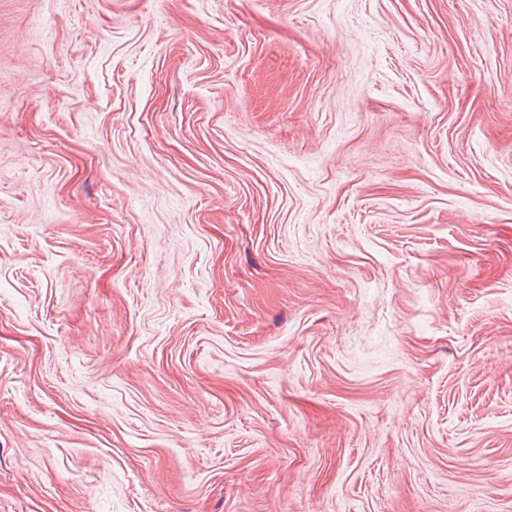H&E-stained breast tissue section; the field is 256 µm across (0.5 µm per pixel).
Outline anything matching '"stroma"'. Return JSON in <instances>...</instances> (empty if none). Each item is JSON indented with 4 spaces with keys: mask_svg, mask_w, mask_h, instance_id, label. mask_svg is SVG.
<instances>
[{
    "mask_svg": "<svg viewBox=\"0 0 512 512\" xmlns=\"http://www.w3.org/2000/svg\"><path fill=\"white\" fill-rule=\"evenodd\" d=\"M0 512H512V0H0Z\"/></svg>",
    "mask_w": 512,
    "mask_h": 512,
    "instance_id": "stroma-1",
    "label": "stroma"
}]
</instances>
